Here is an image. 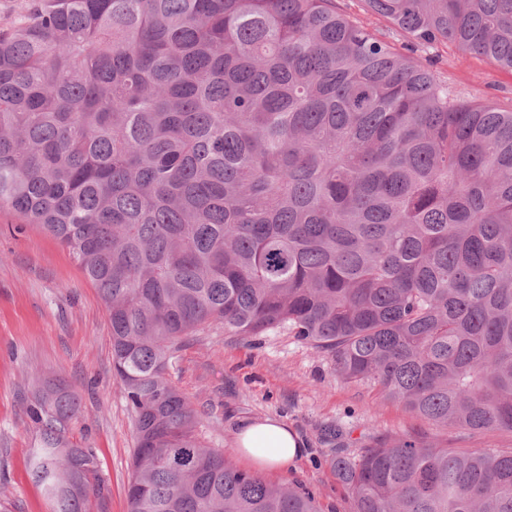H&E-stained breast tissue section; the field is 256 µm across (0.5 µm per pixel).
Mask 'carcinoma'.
Here are the masks:
<instances>
[{"instance_id":"obj_1","label":"carcinoma","mask_w":512,"mask_h":512,"mask_svg":"<svg viewBox=\"0 0 512 512\" xmlns=\"http://www.w3.org/2000/svg\"><path fill=\"white\" fill-rule=\"evenodd\" d=\"M32 0L0 32V207L97 289L136 448L128 512H319L201 445L165 377L200 326H287L417 415L512 433V111L415 57L512 71V0ZM30 476L53 512H107L80 403L47 380ZM354 512H512V451L416 437L338 457ZM336 9L356 20L369 22L376 34L390 42L393 47L400 52H407L404 48L409 39L394 26L380 17H371L366 12L365 4L362 0H335Z\"/></svg>"}]
</instances>
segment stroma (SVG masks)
Listing matches in <instances>:
<instances>
[{"label": "stroma", "instance_id": "stroma-1", "mask_svg": "<svg viewBox=\"0 0 512 512\" xmlns=\"http://www.w3.org/2000/svg\"><path fill=\"white\" fill-rule=\"evenodd\" d=\"M430 67L465 99L512 109V72L486 57L438 43ZM167 376L201 417L198 437L230 451L241 422L279 416L303 439L274 484L313 493L320 512H353L331 460L375 444L419 435L458 452L512 451V434L445 428L384 397L378 385L340 377L331 358L286 327L238 336L213 323L188 337L167 363ZM58 377L81 411L73 443L95 449L111 487L107 512H127L134 425L121 380L112 369L106 308L67 248L36 226L0 209V501L10 512H52L28 475L40 431L28 416L30 392Z\"/></svg>", "mask_w": 512, "mask_h": 512}]
</instances>
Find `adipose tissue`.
<instances>
[{
    "label": "adipose tissue",
    "mask_w": 512,
    "mask_h": 512,
    "mask_svg": "<svg viewBox=\"0 0 512 512\" xmlns=\"http://www.w3.org/2000/svg\"><path fill=\"white\" fill-rule=\"evenodd\" d=\"M233 452L248 460L257 471H284L301 457L303 443L284 419L267 416L240 428L235 436Z\"/></svg>",
    "instance_id": "obj_1"
}]
</instances>
